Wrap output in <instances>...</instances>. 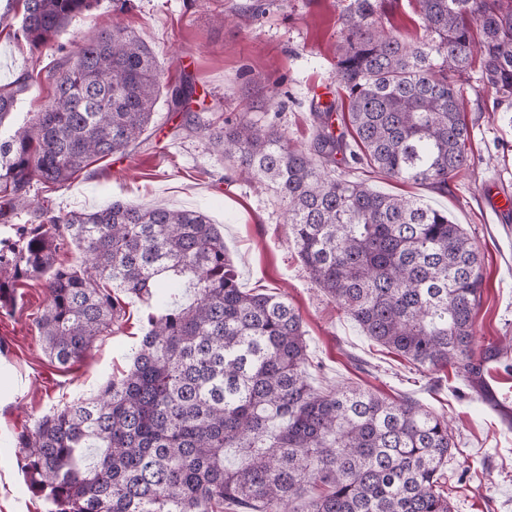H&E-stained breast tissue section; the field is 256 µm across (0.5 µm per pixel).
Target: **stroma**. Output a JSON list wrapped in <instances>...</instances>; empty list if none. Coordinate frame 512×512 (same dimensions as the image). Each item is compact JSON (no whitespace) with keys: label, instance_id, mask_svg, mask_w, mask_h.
Returning a JSON list of instances; mask_svg holds the SVG:
<instances>
[{"label":"stroma","instance_id":"1","mask_svg":"<svg viewBox=\"0 0 512 512\" xmlns=\"http://www.w3.org/2000/svg\"><path fill=\"white\" fill-rule=\"evenodd\" d=\"M347 0H132L125 24L155 54L163 83L190 82L189 111L158 102L141 145L98 160L77 179L35 190L54 212L89 210L115 200L206 213L219 224L240 287L279 293L300 314L314 386H353L389 399L414 397L443 413L456 446L448 459L454 512H512V217H496L489 191L512 196V105L495 104L478 67L464 78L469 165L447 189L404 182L362 164L349 179L376 191L417 198L463 226L478 247L484 288L475 316L485 348H508L483 374L456 365L426 370L369 337L317 288L289 238L278 202L247 175L227 169L208 148L196 117L215 125L249 113L285 132L294 146L314 142L318 104L336 100L338 18ZM57 55L35 54L0 33V84L35 73L0 133L32 121L48 101ZM124 315L78 361L60 365L44 352L35 320L48 304L43 280L17 288L0 314V512H48L18 462L16 437L43 415L90 397L127 370L145 330L147 307L120 294Z\"/></svg>","mask_w":512,"mask_h":512}]
</instances>
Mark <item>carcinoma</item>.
Here are the masks:
<instances>
[{
    "label": "carcinoma",
    "mask_w": 512,
    "mask_h": 512,
    "mask_svg": "<svg viewBox=\"0 0 512 512\" xmlns=\"http://www.w3.org/2000/svg\"><path fill=\"white\" fill-rule=\"evenodd\" d=\"M100 0H8L0 27L32 50L60 55L53 94L0 143V223L32 205L31 188L64 186L124 152L151 123L160 73L121 15L70 53L58 42ZM423 35L386 28V0H349L339 19L336 74L347 120L318 113L313 145L248 115L201 125L232 169L251 175L284 210L313 282L373 341L435 371L472 374L481 257L461 225L424 202L344 176L348 159L438 188L467 165L461 82L474 61L497 103L512 100V0H416ZM0 85V123L30 87ZM187 82L167 91L185 107ZM361 153L349 150L347 133ZM19 243L0 249V309L18 282L45 278L36 320L44 350L78 360L112 332V289L150 305L147 331L121 377L18 436L21 469L51 512H452L448 417L410 399L358 388L316 391L299 313L278 294L239 287L224 235L200 211L119 200L92 212L34 210ZM78 252L74 265L59 252Z\"/></svg>",
    "instance_id": "cac0c4a2"
}]
</instances>
